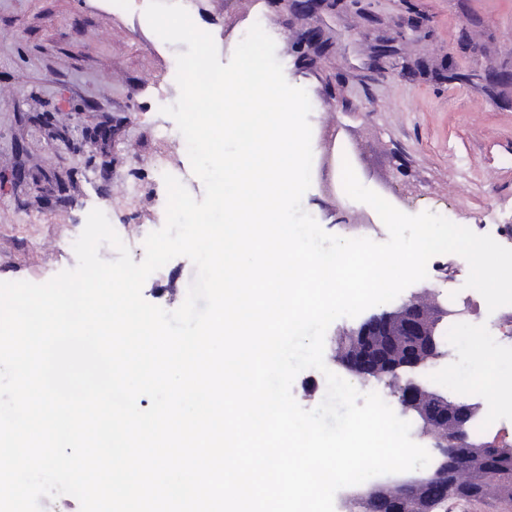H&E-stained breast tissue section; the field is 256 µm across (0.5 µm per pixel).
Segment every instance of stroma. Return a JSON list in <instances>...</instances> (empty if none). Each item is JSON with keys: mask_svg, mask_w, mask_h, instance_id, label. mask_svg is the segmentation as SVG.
I'll list each match as a JSON object with an SVG mask.
<instances>
[{"mask_svg": "<svg viewBox=\"0 0 512 512\" xmlns=\"http://www.w3.org/2000/svg\"><path fill=\"white\" fill-rule=\"evenodd\" d=\"M190 3L194 24L212 34L224 64L254 19L264 18L287 82L306 90L314 162L302 207L313 218L325 206L375 214L346 195L340 168L322 173L320 158L335 146L363 185L404 213L432 211L501 245L512 242V104L411 69L380 73L372 57L377 22L391 17L420 27L422 44L403 42L406 53L445 56L462 68L501 63L512 41V0H372L369 15L327 16L337 46L311 80L294 76L281 24L262 0ZM147 4L0 0V282L43 283L74 268L73 244L95 208L125 233L133 260L141 261L145 237L165 224L164 174L203 198L186 142L161 112L179 96L174 62L186 46L151 30ZM326 86L336 93L332 112L323 104ZM122 112L130 118L120 140L97 141ZM434 262L409 293L434 289L443 304L466 299L470 310L449 336L447 356L417 377L449 398L479 404L480 438L512 444V306L488 311L465 286L469 266L462 257L443 254ZM443 264L454 269L446 285L439 280ZM194 277L193 263L176 257L147 278L142 295L176 309ZM487 353L496 358L490 396L472 385Z\"/></svg>", "mask_w": 512, "mask_h": 512, "instance_id": "1", "label": "stroma"}]
</instances>
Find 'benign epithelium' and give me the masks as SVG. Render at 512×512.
I'll list each match as a JSON object with an SVG mask.
<instances>
[{
	"instance_id": "obj_1",
	"label": "benign epithelium",
	"mask_w": 512,
	"mask_h": 512,
	"mask_svg": "<svg viewBox=\"0 0 512 512\" xmlns=\"http://www.w3.org/2000/svg\"><path fill=\"white\" fill-rule=\"evenodd\" d=\"M355 0H266L271 13L278 16L289 32L287 52L294 57L297 75L318 77V65L330 55L334 37L314 27L322 15L348 8ZM376 61L384 70L397 69L395 51L376 49ZM443 80L463 81L477 91L512 98V69L503 73L494 68L474 66L460 72L445 66ZM457 311L441 305L436 294L424 290L401 305L373 313L351 329L357 337L354 345L340 351L337 363L361 380L402 377L397 393L403 413L413 415L418 423L431 430H462L473 413L469 403L453 402L446 395L431 394L415 378L418 369L435 349L437 324ZM432 473L387 479L348 496V512H407L410 500L418 497L419 512H436L459 494L454 471L461 463L471 466L479 480H498L512 471L496 445H476L461 435L453 448H438Z\"/></svg>"
}]
</instances>
